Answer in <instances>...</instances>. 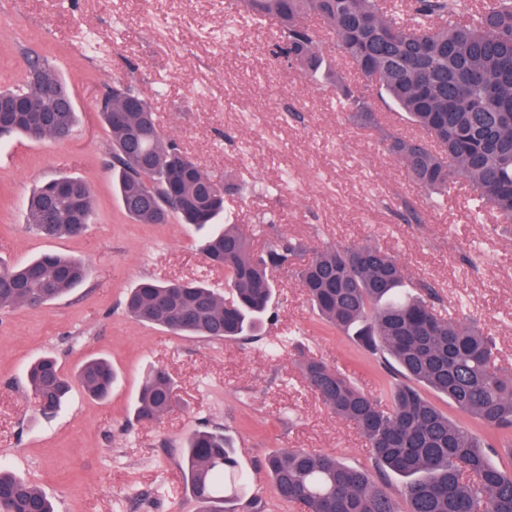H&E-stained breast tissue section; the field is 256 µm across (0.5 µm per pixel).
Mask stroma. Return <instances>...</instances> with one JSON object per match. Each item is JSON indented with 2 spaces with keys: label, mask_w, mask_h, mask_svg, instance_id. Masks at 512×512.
<instances>
[{
  "label": "stroma",
  "mask_w": 512,
  "mask_h": 512,
  "mask_svg": "<svg viewBox=\"0 0 512 512\" xmlns=\"http://www.w3.org/2000/svg\"><path fill=\"white\" fill-rule=\"evenodd\" d=\"M280 30L251 20L237 0H0V89L45 56L67 83L78 123L64 141L0 140V259L24 263L45 252L81 258L90 273L67 295L36 308L0 310V465L37 485L57 512H198L180 474L185 435L220 427L235 440L248 494L262 512H299L279 502L261 466L280 448L336 454L372 468L366 439L308 388L290 352L348 375L372 396L397 377L379 357L323 324L290 273L272 275L275 297L260 335L224 343L142 324L124 309L140 279H204L224 270L199 250L201 235L170 219L140 224L112 185V139L97 104L113 86L147 99L165 136L224 188L223 219L265 246L280 237L313 247L377 244L406 270L399 292L430 284L440 314L475 321L494 342L496 365L512 370V226L489 208L475 213L468 186L430 196L386 149V138L417 135L402 113L376 103L364 127L342 109L332 79L359 74L335 38L321 35L327 74L274 60ZM82 179L95 199L92 224L76 238H47L26 222L24 202L41 182ZM417 218L405 221L406 206ZM54 356L73 378L88 357L111 361L118 379L104 401L75 383L44 418L25 379L38 357ZM167 370L178 402L153 423L131 406L150 367ZM449 418L491 441V461L512 466L507 439L427 392Z\"/></svg>",
  "instance_id": "obj_1"
}]
</instances>
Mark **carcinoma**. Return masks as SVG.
Returning a JSON list of instances; mask_svg holds the SVG:
<instances>
[{
  "label": "carcinoma",
  "instance_id": "1",
  "mask_svg": "<svg viewBox=\"0 0 512 512\" xmlns=\"http://www.w3.org/2000/svg\"><path fill=\"white\" fill-rule=\"evenodd\" d=\"M257 20H273L281 41L273 57L314 73L322 70L316 17L337 38L345 56L367 83L350 88L343 78L347 110L363 125L376 123L367 95L385 92L424 129L437 148L393 137L387 150L423 187L448 192L462 180L505 221L512 223V0H244ZM20 98L27 112L0 115V138L32 137V117L44 123L43 138L72 132L76 111L70 92L39 54L28 57L22 83L0 91ZM136 109L126 110L128 97ZM100 116L112 136V179L125 212L141 224H211L224 212V191L175 142L156 130L151 104L123 85L112 88ZM74 198L52 197V184L26 201V220L40 234L73 238L90 224L94 209L87 184L63 177ZM202 251L224 265L232 299L199 281H140L126 297L139 323L178 334L232 342L257 332L271 309L272 269L297 278L320 320L351 334L367 351L390 363L401 377L388 402L356 388L324 361L300 355L307 386L337 417L354 424L371 448L375 468L404 478L395 497L366 469L332 453L279 449L262 466L274 496L301 512H512V467L493 465L468 429L424 397L423 385L497 433L512 431V374L493 362V342L473 322L435 312L437 293L401 298L404 266L378 245L325 246L313 251L280 237L262 250L234 224L215 229ZM88 276L85 263L44 253L20 267L0 266V310L54 300ZM43 414H53L71 390L56 359L45 356L27 370ZM85 394L105 400L114 372L103 358L78 371ZM176 402L174 381L158 369L147 373L134 403L138 421L158 419ZM180 469L200 512H224V503L244 497L233 439L221 430L196 429L185 439ZM55 512L34 484L0 467V512Z\"/></svg>",
  "mask_w": 512,
  "mask_h": 512
}]
</instances>
